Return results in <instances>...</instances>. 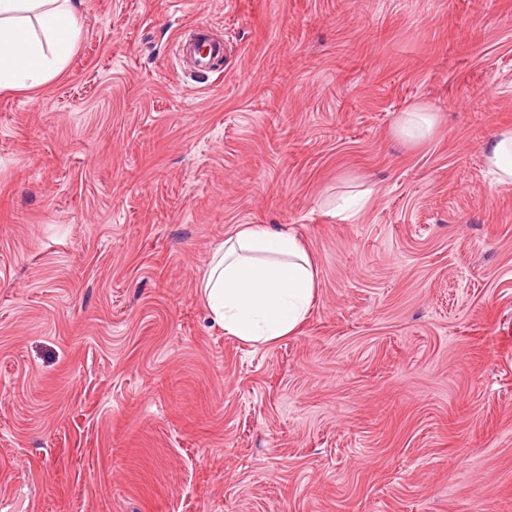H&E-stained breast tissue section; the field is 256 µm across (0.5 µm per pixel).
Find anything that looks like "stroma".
I'll use <instances>...</instances> for the list:
<instances>
[{
  "instance_id": "stroma-1",
  "label": "stroma",
  "mask_w": 512,
  "mask_h": 512,
  "mask_svg": "<svg viewBox=\"0 0 512 512\" xmlns=\"http://www.w3.org/2000/svg\"><path fill=\"white\" fill-rule=\"evenodd\" d=\"M75 2L0 92V512H512V0ZM243 224L314 262L264 346L197 288ZM197 40L194 44L178 42L180 51L185 55L189 53L194 60L195 74L208 78L212 71V62L217 58H224V42L214 40L207 27L199 28L195 33ZM435 117L423 105L414 106L409 112H404L398 121L397 134L409 142H419L426 139L433 131ZM486 160L498 183H512V128L496 129L487 148Z\"/></svg>"
}]
</instances>
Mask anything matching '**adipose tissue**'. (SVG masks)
<instances>
[{"label": "adipose tissue", "instance_id": "adipose-tissue-1", "mask_svg": "<svg viewBox=\"0 0 512 512\" xmlns=\"http://www.w3.org/2000/svg\"><path fill=\"white\" fill-rule=\"evenodd\" d=\"M81 32L73 0H0V90H27L58 76ZM199 286L227 335L263 345L305 322L315 271L294 233L244 224L216 248Z\"/></svg>", "mask_w": 512, "mask_h": 512}]
</instances>
